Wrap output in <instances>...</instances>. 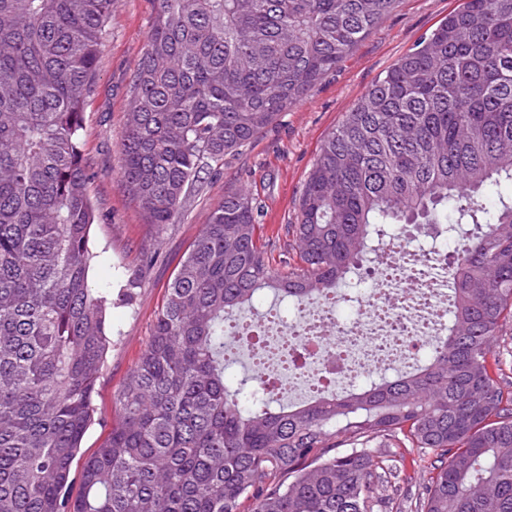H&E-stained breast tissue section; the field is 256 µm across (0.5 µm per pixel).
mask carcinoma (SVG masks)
I'll list each match as a JSON object with an SVG mask.
<instances>
[{"label":"carcinoma","mask_w":512,"mask_h":512,"mask_svg":"<svg viewBox=\"0 0 512 512\" xmlns=\"http://www.w3.org/2000/svg\"><path fill=\"white\" fill-rule=\"evenodd\" d=\"M400 0H153L120 141L125 190L172 224L200 173L258 137ZM114 0H0V512H378L387 449L433 455L405 512H512V0H459L330 132L308 175L299 262L276 265L251 194H224L166 288L117 395L118 421L69 476L111 344L89 279L87 99ZM473 232L448 253L452 310L425 361L298 407L251 367L228 382L224 318L325 296L405 224Z\"/></svg>","instance_id":"1"}]
</instances>
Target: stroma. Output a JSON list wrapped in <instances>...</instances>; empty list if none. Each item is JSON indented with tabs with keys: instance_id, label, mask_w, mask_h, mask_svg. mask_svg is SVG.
Segmentation results:
<instances>
[{
	"instance_id": "stroma-1",
	"label": "stroma",
	"mask_w": 512,
	"mask_h": 512,
	"mask_svg": "<svg viewBox=\"0 0 512 512\" xmlns=\"http://www.w3.org/2000/svg\"><path fill=\"white\" fill-rule=\"evenodd\" d=\"M457 0H401L336 69L296 105L280 114L257 139L225 156L217 171L203 172V188L175 223H148L122 184L127 92L153 18L151 0H116L97 62L96 87L85 109L84 162L97 222L90 243L98 251L89 276L108 292L112 344L92 400V421L70 472L72 495H80L85 458L112 432L117 394L153 332L165 290L176 267L225 193L248 190L258 206V223L277 251L288 248L283 231L297 223L309 172L327 134L371 85L457 7ZM157 260L140 264L143 252Z\"/></svg>"
}]
</instances>
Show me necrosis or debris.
Here are the masks:
<instances>
[{
	"label": "necrosis or debris",
	"instance_id": "necrosis-or-debris-1",
	"mask_svg": "<svg viewBox=\"0 0 512 512\" xmlns=\"http://www.w3.org/2000/svg\"><path fill=\"white\" fill-rule=\"evenodd\" d=\"M375 270L379 279L365 298L339 320L333 302L304 304L292 322L256 324L243 344L265 337L271 353L287 348L296 367L278 371L275 387L306 392L354 382L365 372L392 366L401 356L420 353L428 337L446 322L447 266L443 258L389 245Z\"/></svg>",
	"mask_w": 512,
	"mask_h": 512
}]
</instances>
